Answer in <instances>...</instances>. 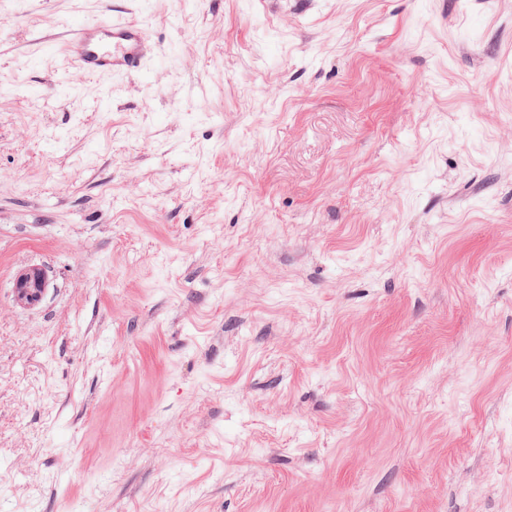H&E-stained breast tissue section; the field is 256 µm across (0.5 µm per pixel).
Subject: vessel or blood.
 Here are the masks:
<instances>
[{
	"instance_id": "b4317fda",
	"label": "vessel or blood",
	"mask_w": 512,
	"mask_h": 512,
	"mask_svg": "<svg viewBox=\"0 0 512 512\" xmlns=\"http://www.w3.org/2000/svg\"><path fill=\"white\" fill-rule=\"evenodd\" d=\"M68 59L88 76L120 75L146 68L156 57L145 28L104 9L95 21L78 25L64 45Z\"/></svg>"
}]
</instances>
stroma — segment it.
<instances>
[{
  "label": "stroma",
  "instance_id": "1",
  "mask_svg": "<svg viewBox=\"0 0 512 512\" xmlns=\"http://www.w3.org/2000/svg\"><path fill=\"white\" fill-rule=\"evenodd\" d=\"M112 7L0 0V512H512V0ZM63 47L78 70L94 77L121 75L129 67L144 70L156 57L145 28L108 8L97 20L75 27ZM17 299L24 304L34 305L39 302L46 288V273L41 268H33L15 281Z\"/></svg>",
  "mask_w": 512,
  "mask_h": 512
}]
</instances>
